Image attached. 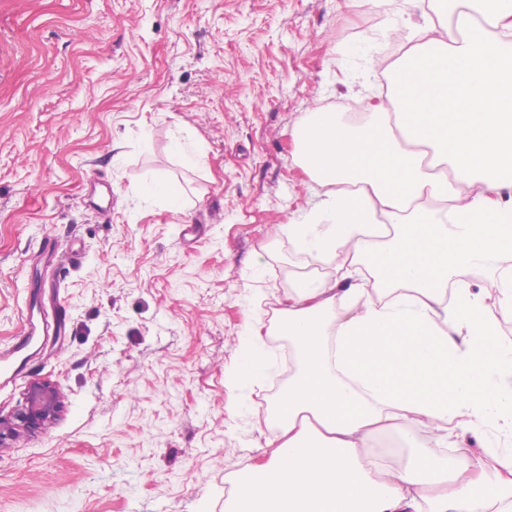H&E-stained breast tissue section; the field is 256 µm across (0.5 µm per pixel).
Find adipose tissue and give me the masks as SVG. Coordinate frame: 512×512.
I'll use <instances>...</instances> for the list:
<instances>
[{"label": "adipose tissue", "mask_w": 512, "mask_h": 512, "mask_svg": "<svg viewBox=\"0 0 512 512\" xmlns=\"http://www.w3.org/2000/svg\"><path fill=\"white\" fill-rule=\"evenodd\" d=\"M375 3L443 19L389 67L387 100L314 107L293 131L318 190L284 230L328 270L242 337V384L269 373L265 330L291 371L267 408L275 449L224 512H512V0ZM394 431L417 456L369 463ZM469 432L481 456L449 469L438 449Z\"/></svg>", "instance_id": "ef3b65f1"}]
</instances>
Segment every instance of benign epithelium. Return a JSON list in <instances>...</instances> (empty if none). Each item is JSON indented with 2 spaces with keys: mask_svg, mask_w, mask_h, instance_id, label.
Wrapping results in <instances>:
<instances>
[{
  "mask_svg": "<svg viewBox=\"0 0 512 512\" xmlns=\"http://www.w3.org/2000/svg\"><path fill=\"white\" fill-rule=\"evenodd\" d=\"M64 400L58 385L49 380L30 384L22 406L11 414L0 415V449L24 435H35L59 419Z\"/></svg>",
  "mask_w": 512,
  "mask_h": 512,
  "instance_id": "benign-epithelium-1",
  "label": "benign epithelium"
}]
</instances>
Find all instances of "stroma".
<instances>
[{
	"instance_id": "35a3bbf8",
	"label": "stroma",
	"mask_w": 512,
	"mask_h": 512,
	"mask_svg": "<svg viewBox=\"0 0 512 512\" xmlns=\"http://www.w3.org/2000/svg\"><path fill=\"white\" fill-rule=\"evenodd\" d=\"M363 6L0 0V346L26 307L67 310L0 388L4 415L38 378L65 401L0 450V512H224L269 458L270 386L236 385L240 341L322 269L280 230L312 198L292 131L310 107L385 97L382 64L425 20ZM47 240L75 262L52 265Z\"/></svg>"
}]
</instances>
